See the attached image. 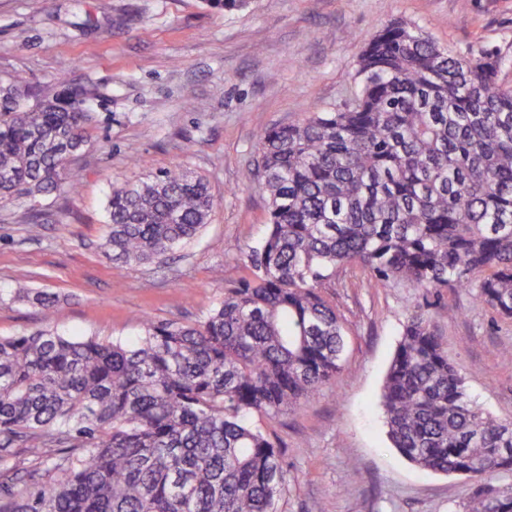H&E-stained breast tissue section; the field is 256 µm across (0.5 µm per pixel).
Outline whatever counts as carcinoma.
<instances>
[{
  "label": "carcinoma",
  "mask_w": 512,
  "mask_h": 512,
  "mask_svg": "<svg viewBox=\"0 0 512 512\" xmlns=\"http://www.w3.org/2000/svg\"><path fill=\"white\" fill-rule=\"evenodd\" d=\"M512 61L459 56L405 22L366 43L335 110L262 131L267 231L252 276L185 323L140 317L139 337H0V512H276L288 485L268 421L333 382L343 326L318 288L356 265L368 286L474 288L512 319ZM0 77V204L77 191L98 92L61 76L27 103ZM205 178L165 171L112 187L106 254L165 257L208 224ZM14 298L50 318L58 296ZM381 404L399 453L435 473H512V422L474 404L439 336L411 315ZM464 512H512L485 485Z\"/></svg>",
  "instance_id": "obj_1"
}]
</instances>
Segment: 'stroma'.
I'll return each instance as SVG.
<instances>
[{
    "instance_id": "1",
    "label": "stroma",
    "mask_w": 512,
    "mask_h": 512,
    "mask_svg": "<svg viewBox=\"0 0 512 512\" xmlns=\"http://www.w3.org/2000/svg\"><path fill=\"white\" fill-rule=\"evenodd\" d=\"M404 20L459 55L512 57V0H0V74L28 77L29 99L61 72L95 82L89 144L75 195L0 204V336L53 326L70 336L134 340L139 316L190 322L249 277L264 237L267 194L254 176L259 134L340 108L365 41ZM203 176L217 206L198 236L163 262L105 253L113 185L175 167ZM60 297L52 319L16 289ZM322 293L344 327L334 382L273 421L290 480L278 512H463L476 480L436 474L391 448L382 385L404 323L419 311L466 378L474 403L512 421V319L463 288L368 287L337 268ZM457 319H449V309Z\"/></svg>"
}]
</instances>
